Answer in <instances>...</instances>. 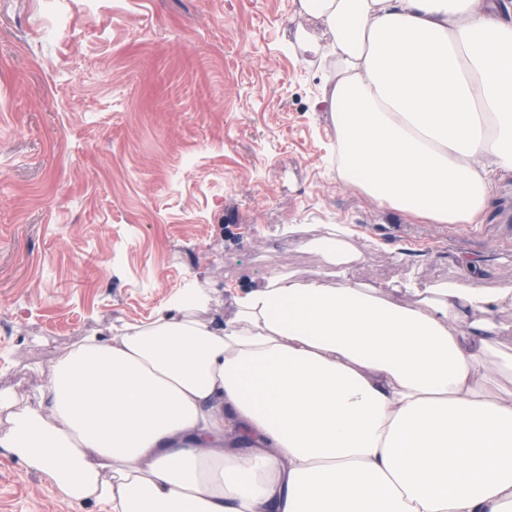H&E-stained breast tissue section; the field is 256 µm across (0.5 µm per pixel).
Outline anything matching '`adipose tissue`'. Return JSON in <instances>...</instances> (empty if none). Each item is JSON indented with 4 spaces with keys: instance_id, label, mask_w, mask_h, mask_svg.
I'll return each instance as SVG.
<instances>
[{
    "instance_id": "ef3b65f1",
    "label": "adipose tissue",
    "mask_w": 512,
    "mask_h": 512,
    "mask_svg": "<svg viewBox=\"0 0 512 512\" xmlns=\"http://www.w3.org/2000/svg\"><path fill=\"white\" fill-rule=\"evenodd\" d=\"M323 19L342 181L430 224H480L512 173V0H299ZM0 390V448L111 512H512V291L275 276Z\"/></svg>"
}]
</instances>
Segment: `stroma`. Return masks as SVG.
<instances>
[{"instance_id":"1","label":"stroma","mask_w":512,"mask_h":512,"mask_svg":"<svg viewBox=\"0 0 512 512\" xmlns=\"http://www.w3.org/2000/svg\"><path fill=\"white\" fill-rule=\"evenodd\" d=\"M324 30L295 0H0V390L28 400L71 345L189 285L227 319L276 275L512 290V176L466 227L338 178ZM338 224L360 254L341 269L309 247ZM0 512L98 509L0 448Z\"/></svg>"}]
</instances>
